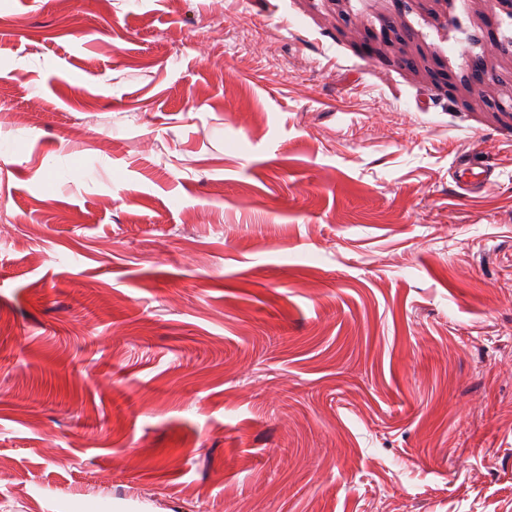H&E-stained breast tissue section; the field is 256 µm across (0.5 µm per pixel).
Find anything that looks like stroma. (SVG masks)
<instances>
[{"instance_id": "obj_1", "label": "stroma", "mask_w": 512, "mask_h": 512, "mask_svg": "<svg viewBox=\"0 0 512 512\" xmlns=\"http://www.w3.org/2000/svg\"><path fill=\"white\" fill-rule=\"evenodd\" d=\"M1 112L0 512H512V0H0ZM455 185L463 191H472L495 182L497 175L491 167L476 166L469 153H458L450 169Z\"/></svg>"}]
</instances>
